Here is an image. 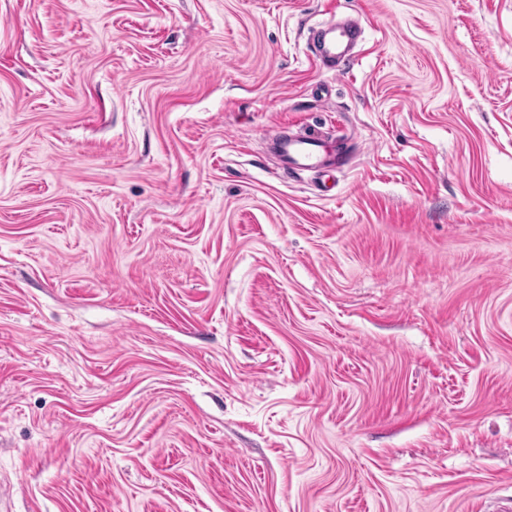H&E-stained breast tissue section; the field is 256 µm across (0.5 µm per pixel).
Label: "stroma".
<instances>
[{"mask_svg": "<svg viewBox=\"0 0 512 512\" xmlns=\"http://www.w3.org/2000/svg\"><path fill=\"white\" fill-rule=\"evenodd\" d=\"M506 497L512 0H0V512ZM363 32L358 22H352L341 28L339 37L332 36L328 39L323 37L317 42L313 40V58L321 67L336 70L345 65L352 59L353 55L349 53L348 46L355 44ZM344 43L346 45L344 46ZM267 133L273 148L279 154L284 166L290 170H307L323 173L325 168L336 170V161L316 136L301 138L284 137Z\"/></svg>", "mask_w": 512, "mask_h": 512, "instance_id": "1", "label": "stroma"}]
</instances>
